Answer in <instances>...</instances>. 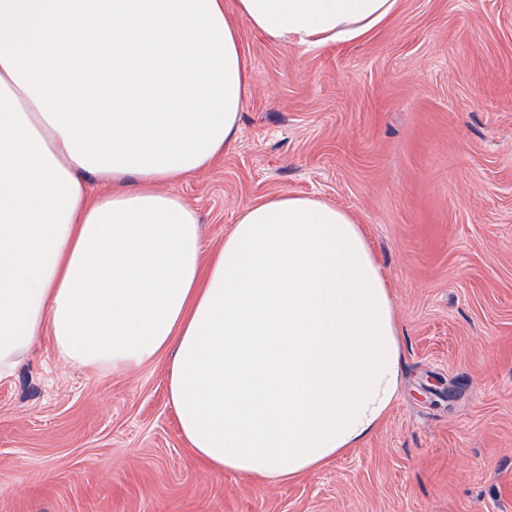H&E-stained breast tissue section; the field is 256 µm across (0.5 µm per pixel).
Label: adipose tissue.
<instances>
[{"label":"adipose tissue","mask_w":512,"mask_h":512,"mask_svg":"<svg viewBox=\"0 0 512 512\" xmlns=\"http://www.w3.org/2000/svg\"><path fill=\"white\" fill-rule=\"evenodd\" d=\"M399 0H0V379L49 338L105 374L167 361L212 471L286 482L358 448L401 389L392 291L346 209L283 194L208 249L178 184L231 148L240 23L308 49Z\"/></svg>","instance_id":"adipose-tissue-1"}]
</instances>
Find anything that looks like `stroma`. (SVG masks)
<instances>
[{
    "label": "stroma",
    "mask_w": 512,
    "mask_h": 512,
    "mask_svg": "<svg viewBox=\"0 0 512 512\" xmlns=\"http://www.w3.org/2000/svg\"><path fill=\"white\" fill-rule=\"evenodd\" d=\"M240 31V137L177 191L212 247L270 197L350 211L393 291L400 397L352 453L257 481L193 455L165 361L105 375L45 339L0 380V512H512V0H399L319 50Z\"/></svg>",
    "instance_id": "35a3bbf8"
}]
</instances>
